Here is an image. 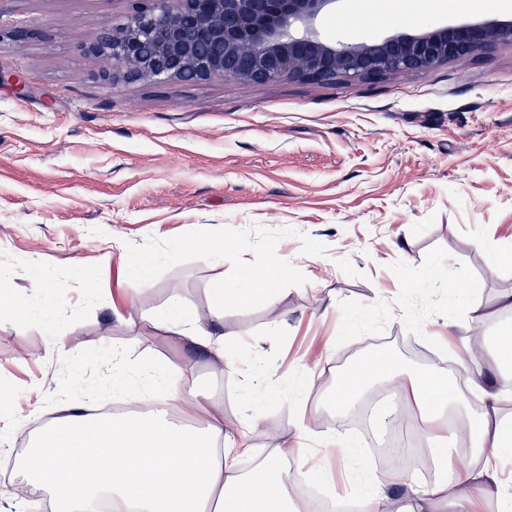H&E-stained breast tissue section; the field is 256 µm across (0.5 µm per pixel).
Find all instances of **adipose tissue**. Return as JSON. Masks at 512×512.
<instances>
[{"instance_id": "obj_1", "label": "adipose tissue", "mask_w": 512, "mask_h": 512, "mask_svg": "<svg viewBox=\"0 0 512 512\" xmlns=\"http://www.w3.org/2000/svg\"><path fill=\"white\" fill-rule=\"evenodd\" d=\"M287 272V256H275L242 287L226 289L224 299L274 304L272 281ZM223 320L220 306L202 320L176 289L157 317L169 344L201 352L217 365L224 362L230 336L215 334L210 326ZM111 363L114 391L137 406V413L109 417L69 405L31 444L29 454L38 464L26 477L34 490L49 494L53 512H299L288 494L289 485L305 477L288 468L294 448L278 445L257 473L245 474L237 459L250 451L246 429L228 432L223 408L193 373L164 379L147 392L127 376L122 354L113 353ZM382 380L394 383L397 397L418 408L436 477L421 487L403 472L372 477L362 492L364 512H385L397 491L406 492L409 512H434L446 498L453 512H484L492 502L500 512H512L498 472L487 463L512 446V420L501 413L502 401L512 396V375L492 378L470 368L447 379L431 369L405 370L397 356L376 352L337 383L331 403L347 410L364 389ZM469 392L481 398L474 415L463 407ZM176 410L190 412L196 426L176 424ZM465 449L471 460L462 464L458 458Z\"/></svg>"}]
</instances>
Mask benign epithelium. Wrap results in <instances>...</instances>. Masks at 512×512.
Listing matches in <instances>:
<instances>
[{"mask_svg": "<svg viewBox=\"0 0 512 512\" xmlns=\"http://www.w3.org/2000/svg\"><path fill=\"white\" fill-rule=\"evenodd\" d=\"M120 24L100 25L91 51L107 79L198 83L232 79L333 84L469 63L512 44V16L430 23L357 43L328 40L322 20L340 0H129Z\"/></svg>", "mask_w": 512, "mask_h": 512, "instance_id": "1", "label": "benign epithelium"}]
</instances>
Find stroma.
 <instances>
[{"instance_id": "stroma-1", "label": "stroma", "mask_w": 512, "mask_h": 512, "mask_svg": "<svg viewBox=\"0 0 512 512\" xmlns=\"http://www.w3.org/2000/svg\"><path fill=\"white\" fill-rule=\"evenodd\" d=\"M128 11L127 0H0V500L45 512L20 451L60 405L98 403L116 349L134 374L193 370L227 423L247 420L257 455L305 447L289 469L358 490L375 468L321 447L349 435L352 417L324 397L374 341L445 372L476 336L473 360L490 365L512 328L496 307L512 263L489 266L512 253V45L329 85L110 81L90 48L101 22ZM493 13L512 0H341L323 31L356 42ZM18 27L31 38L13 40ZM210 247L223 263L205 259ZM121 251L147 285L114 264ZM278 252L289 270L275 308L223 305L234 335L223 365L154 327L171 288L208 315L220 287Z\"/></svg>"}]
</instances>
